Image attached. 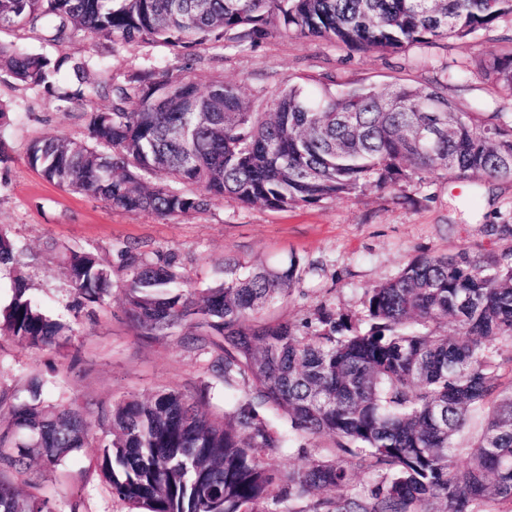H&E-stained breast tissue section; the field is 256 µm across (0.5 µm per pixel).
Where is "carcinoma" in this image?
Here are the masks:
<instances>
[{
	"label": "carcinoma",
	"mask_w": 512,
	"mask_h": 512,
	"mask_svg": "<svg viewBox=\"0 0 512 512\" xmlns=\"http://www.w3.org/2000/svg\"><path fill=\"white\" fill-rule=\"evenodd\" d=\"M512 24V0H0V31L46 30L59 46L78 33L115 45L161 44L189 61L198 49L249 46L274 35L321 38L350 51L395 54ZM73 71L72 102L101 95L105 108L78 114L85 135L34 138L28 165L50 184L127 213L178 221L216 197L274 211L380 188L451 179L512 181V125L476 112L441 82L397 80L381 89L334 77L287 79L265 98L218 78L207 90L152 69L120 84L92 78L93 57L20 54L0 43V71L54 92ZM512 91V49L477 64ZM434 103L442 112L422 111ZM436 137L416 144L413 126ZM25 253L0 227V266L15 272L0 310V335L31 349L61 350L73 323L34 303ZM122 285L142 336L181 335L211 355L217 380L240 396L206 411L209 383L195 392L130 394L86 410L15 402L0 390V512H55L8 477L29 462L55 467L110 436L93 469L112 497L143 512H501L512 506V248L482 260L423 255L393 279L364 290L353 325L323 305L310 320H267L292 294L298 260L275 267L229 261L224 282L193 288L175 257L137 244L120 254ZM71 288L90 306L112 296V263L69 249ZM277 412L283 428L262 415ZM328 437L334 446L322 448ZM286 448L300 464L267 462Z\"/></svg>",
	"instance_id": "1"
}]
</instances>
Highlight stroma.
<instances>
[{
    "label": "stroma",
    "instance_id": "stroma-1",
    "mask_svg": "<svg viewBox=\"0 0 512 512\" xmlns=\"http://www.w3.org/2000/svg\"><path fill=\"white\" fill-rule=\"evenodd\" d=\"M512 36L504 23L442 48L411 49L379 54L348 51L319 39L285 35L269 37L259 48L201 51L200 62L183 70V62L156 44L91 47L84 36L56 47L38 31H1L0 42L22 52H44L79 59L93 56L98 76L124 81L143 69L185 73L199 89L216 77L244 82L250 97L261 98L287 79L332 75L337 81H364L385 86L402 78L417 87L453 81L454 92L472 109L500 113L512 124V97L476 72L479 59L498 54ZM81 103L64 104L37 94L0 73V110L6 114L0 136L13 160L0 173V227L27 254L31 295L52 318L71 320L78 303L54 259L56 248L84 249L117 260L119 251L139 241L149 249L177 257L191 285L198 289L224 280V262L263 261L276 264L296 256L298 275L288 302L270 306L267 319L299 320L318 305L348 314L353 322L365 315L363 291L398 275L421 255H498L512 245L498 225L512 224V182H457L436 173L426 181L391 189L368 186L350 197L325 199L288 211L246 207L224 198L207 211L179 222H166L148 213L111 210L103 201L73 194L43 181L25 160V147L38 136L60 133L79 138ZM126 274L114 271L115 288L108 304L94 318H82L71 358L52 350H33L0 337V387L19 400L31 398L32 378L43 382V404H67L84 409L94 403L134 393L147 395L162 387L194 391L210 381L209 357L174 335L157 340L137 336L131 327L121 284ZM98 447L81 448L53 469L32 466L14 475L25 491L53 502L56 512H69L80 501L82 512H131L112 499L105 483L90 468Z\"/></svg>",
    "mask_w": 512,
    "mask_h": 512
}]
</instances>
